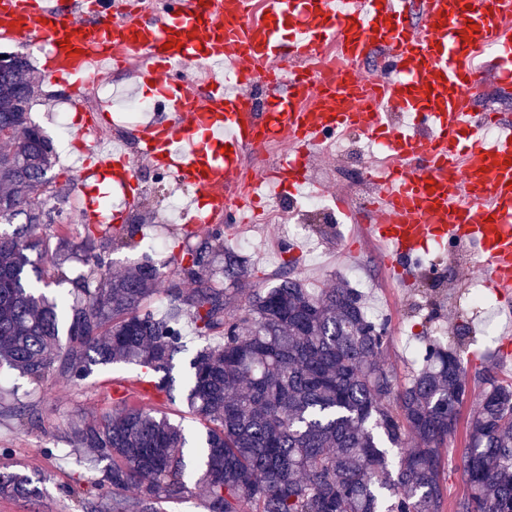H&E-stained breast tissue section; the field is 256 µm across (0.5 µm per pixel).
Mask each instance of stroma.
Masks as SVG:
<instances>
[{
	"label": "stroma",
	"instance_id": "obj_1",
	"mask_svg": "<svg viewBox=\"0 0 512 512\" xmlns=\"http://www.w3.org/2000/svg\"><path fill=\"white\" fill-rule=\"evenodd\" d=\"M30 61L41 89L31 105V118L53 143L57 164L51 176L53 184L59 186L77 178L69 169V159L77 153L78 140L61 132L55 121L57 111L68 112L74 131L90 123L110 128L112 115L87 111L84 96L75 95L70 84L45 79L43 54H31ZM250 237L252 246L246 254L253 282L272 286L276 270L267 265L261 254L272 240L285 245L289 239L270 224L255 225ZM295 273L309 288L330 287L340 277L359 289L368 314L390 323L384 363L400 377L410 373L415 353L426 339L451 336L458 324L471 326L472 333L463 347L464 365L471 373L479 368L482 356L497 351L504 337L512 338V315L507 312L505 300L495 290L484 288L488 313L496 323L495 330L485 329L480 317L472 314L463 300L473 279L470 267L449 264L444 253L438 257L435 271L420 268L414 286L404 288L389 279L384 258L367 235L339 224L334 238H323L314 252L303 253ZM186 345V352L174 361L175 385L170 401L164 402L163 407L171 418L182 420L186 434L193 438L204 428L184 414V377L188 354L201 342L190 334ZM141 378V367L111 365L95 368L76 386L58 377L50 379L43 387L29 391L28 404L37 407L42 416L41 429L34 431L21 427L10 414L0 413V448L11 449L14 468L38 479L42 491L41 498L32 501L0 498V512H74L70 497L62 493L60 486L76 477L89 479L90 474L71 463L65 438L67 423L76 416L95 418L117 408L126 389L137 386Z\"/></svg>",
	"mask_w": 512,
	"mask_h": 512
}]
</instances>
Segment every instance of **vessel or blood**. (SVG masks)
Instances as JSON below:
<instances>
[{
  "instance_id": "b4317fda",
  "label": "vessel or blood",
  "mask_w": 512,
  "mask_h": 512,
  "mask_svg": "<svg viewBox=\"0 0 512 512\" xmlns=\"http://www.w3.org/2000/svg\"><path fill=\"white\" fill-rule=\"evenodd\" d=\"M0 35L44 50L50 79L83 87L110 63V45L148 57L140 85L152 86L166 114L140 126L142 155L157 166L178 163L200 193L197 221L234 206L215 193L239 177L247 146L286 136L281 172L289 188L307 181L312 158L336 133L354 128L385 142L403 167L380 184L381 203L366 215L386 263L410 284L429 244L466 242L486 261L488 284L512 293V127L481 139L474 101L485 82L478 59L492 50L501 81H512V0H164L160 13L129 12L128 0H0ZM336 44L347 72L322 82L323 49ZM386 56V75L369 79L360 64ZM307 70L281 78L284 57ZM210 64L216 88L200 95L182 76L187 64ZM263 86L255 115L247 94ZM91 224H117L122 211L103 205L112 186L133 191L132 163L115 152L82 174Z\"/></svg>"
}]
</instances>
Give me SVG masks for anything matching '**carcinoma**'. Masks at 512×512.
Returning <instances> with one entry per match:
<instances>
[{"mask_svg":"<svg viewBox=\"0 0 512 512\" xmlns=\"http://www.w3.org/2000/svg\"><path fill=\"white\" fill-rule=\"evenodd\" d=\"M0 69V369L40 386L57 375L77 385L97 366L146 369L144 394L98 419L75 417L67 441L78 467L101 476L65 492L80 512H161L201 486L204 512H443L448 439L465 425V492L455 512H512V382L493 355L469 380L455 341L432 339L421 366L400 382L385 367L389 322L371 319L342 280L305 286L295 260L258 288L224 225H184L169 277L149 256L112 272L111 252L144 238L141 213L126 224H80L81 241L41 233L67 224L71 187L49 189L51 141L30 117L39 85L29 58ZM83 271L68 278L66 264ZM72 285L51 299L36 284ZM163 294L166 309H152ZM205 345L189 363L185 402L205 428L188 457L179 423L153 405L169 395L182 322ZM478 407L462 419L469 389ZM3 403L20 426L39 410L15 389ZM41 489L0 467V497Z\"/></svg>","mask_w":512,"mask_h":512,"instance_id":"carcinoma-1","label":"carcinoma"}]
</instances>
